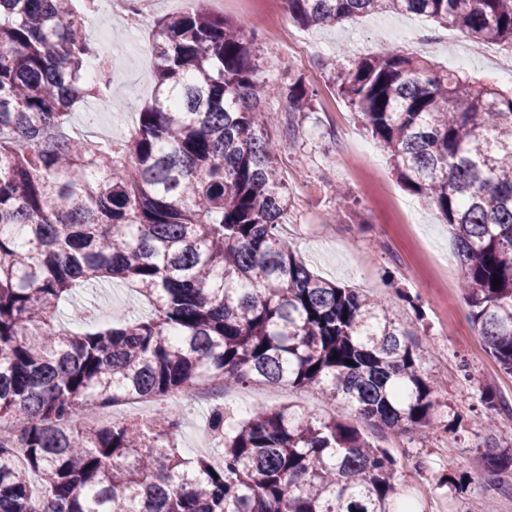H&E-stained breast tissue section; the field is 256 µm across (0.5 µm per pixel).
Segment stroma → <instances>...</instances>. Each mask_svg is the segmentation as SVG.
<instances>
[{
    "label": "stroma",
    "instance_id": "obj_1",
    "mask_svg": "<svg viewBox=\"0 0 512 512\" xmlns=\"http://www.w3.org/2000/svg\"><path fill=\"white\" fill-rule=\"evenodd\" d=\"M225 18L250 32L249 18L261 16L287 24L294 45L264 41L270 67L265 76L266 106L279 119L271 134L283 144L278 165L288 188L283 232L306 264L322 277L371 294L407 293L394 313L415 342L428 348V374L441 378L444 388L435 409V430L421 428L400 435L371 430L370 436L388 448L398 462V481L410 490L415 512H467L484 479L479 447L484 433L476 425L474 407L481 389L499 400L498 439H512V374L506 373L486 348L469 319V308L458 288L461 268L447 225L434 210L398 183L387 153L361 126L351 107L337 93L335 72L361 61L365 54L387 49L421 55L437 68L512 91V49L477 43L453 27L415 15L390 12L367 15L352 22L304 28L290 22L286 0H249L247 13L225 6ZM436 34L434 43L409 42L406 27ZM134 20L114 25L110 13L99 11L88 27L89 36L105 57L115 61L112 95L122 104L115 112L96 117L97 134L117 130L129 135L152 95L151 73L140 56L149 48L148 35H136ZM301 76L317 97L310 111L289 113L278 88L287 75ZM371 148V164L381 175L374 184L354 177L343 159L349 143ZM147 313L138 293L123 284L97 292L96 319L106 320L129 311ZM227 411L253 406L300 405L331 416L341 409L321 396L299 389L268 391L233 389L224 396ZM177 439L183 455L209 454V406L186 402ZM463 480L466 493L455 494L448 479Z\"/></svg>",
    "mask_w": 512,
    "mask_h": 512
}]
</instances>
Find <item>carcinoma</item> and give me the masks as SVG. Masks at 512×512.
<instances>
[{
  "mask_svg": "<svg viewBox=\"0 0 512 512\" xmlns=\"http://www.w3.org/2000/svg\"><path fill=\"white\" fill-rule=\"evenodd\" d=\"M0 0V512H405L397 460L348 421L213 407L221 452L184 458L179 401L199 387L311 390L369 426L435 428L426 350L391 300L309 269L281 230L259 34L199 2L152 21L154 94L128 138L71 131L115 108L88 38L94 0ZM331 26L382 11L512 45V0H287ZM397 180L448 225L473 326L512 374V92L389 50L334 77ZM317 92L282 82L289 112ZM499 283H493V279ZM121 281L151 307L76 332L59 306ZM318 366L313 371L311 367ZM157 404L94 424L89 408ZM481 512L512 443L487 437Z\"/></svg>",
  "mask_w": 512,
  "mask_h": 512,
  "instance_id": "obj_1",
  "label": "carcinoma"
}]
</instances>
